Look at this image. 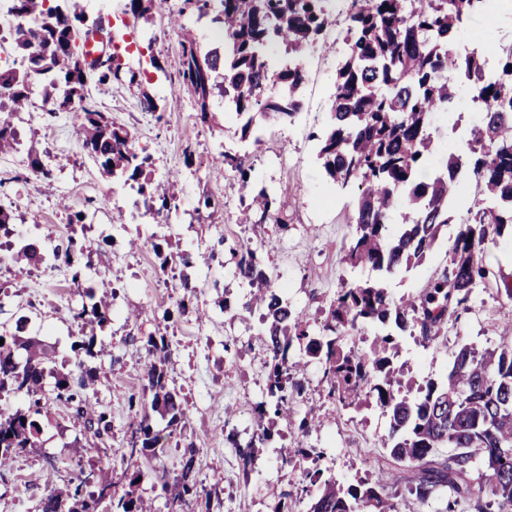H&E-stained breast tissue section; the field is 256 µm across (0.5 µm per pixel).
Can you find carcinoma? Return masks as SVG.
Segmentation results:
<instances>
[{
    "label": "carcinoma",
    "mask_w": 512,
    "mask_h": 512,
    "mask_svg": "<svg viewBox=\"0 0 512 512\" xmlns=\"http://www.w3.org/2000/svg\"><path fill=\"white\" fill-rule=\"evenodd\" d=\"M13 17L9 37L19 66L0 68V112L33 107L29 78L46 77L59 110L79 107L75 127L82 149L101 176L136 185L146 211L160 221L176 205L177 179L157 184L153 160L142 154L131 132L96 109L87 94L88 81L105 85L121 77L141 84L139 73L110 55L109 64L94 73L87 69L76 44L89 27L84 12L70 0H8ZM215 21L224 25V45L203 50L194 32L179 26L182 82L192 92L204 123L217 121L210 110L219 97L242 120L241 136L255 135L262 126L293 117L302 106L306 72L303 62L320 35L335 25L331 0H219ZM497 0H351L345 17L344 61L336 73L330 120L321 136L318 159L326 176L360 193L355 203V232L347 259L354 267L378 273L342 288L331 304L325 333H310L307 322L292 307L260 265L248 244L235 250L237 269L255 291L242 305L261 311L262 343L266 351L267 390L274 415H288L291 400L302 394L300 366L289 358L296 343L305 356L325 366L328 395L342 407L373 397L390 416L382 447L410 468L405 489L426 504L448 491L446 512L466 505L474 512H512V346L479 353L464 345L442 383L429 380L417 388L414 400L399 395L390 376L388 351L397 348L396 334L376 337L374 357L346 349L349 337L363 323H394L397 330L417 328L426 339L437 337L448 319L468 309L475 288L490 271L478 258L479 250L495 237L512 231V46L500 55L498 76L491 79L476 52L465 56L451 45L468 21L492 12ZM168 0H126V12L149 19ZM285 47L288 59L272 67L268 51ZM281 85L277 96L264 94L269 81ZM480 113L470 129L466 150H454L433 125L439 112ZM22 141L10 121H0V153L16 151ZM221 162L248 183L251 166L246 158L220 154ZM434 165L432 175L421 172ZM477 182L478 193L467 209L468 218L448 251L443 270L415 296L393 298L382 276L422 261L439 238L441 227L454 221L452 208L461 192V177ZM287 224L277 200L264 188L254 193L242 210L240 223ZM45 260L36 243L21 240L12 254L16 264ZM89 303L74 318L100 328L112 314L107 295L86 291ZM28 320L16 321L15 332L0 334V394H21L29 406L0 413V468L21 453L38 447L42 431L39 416L46 379H54L56 398L74 405L75 418L96 434L111 429L108 415L83 402L80 389L91 375L87 362L99 355L97 336H83L71 344L74 370L61 373L53 366L46 345L25 338ZM151 361L144 378L152 392L151 406L175 429L185 413L178 392L167 387L164 366L170 357L164 337L146 340ZM265 403L255 410L253 441L239 448L244 462L251 459L254 440L268 439ZM455 453L439 462L437 449ZM164 430L142 420L132 434L123 458V494H112V512H152L136 494L139 481L149 476L146 463L164 454ZM196 449H185L180 471L164 481L166 498L190 507L207 494L194 471ZM485 471L474 472L475 457ZM105 484L90 489L89 478L79 477L63 491L52 490L41 500V512H95ZM394 512L382 489L361 485L347 490L327 479L311 499L307 512Z\"/></svg>",
    "instance_id": "1"
}]
</instances>
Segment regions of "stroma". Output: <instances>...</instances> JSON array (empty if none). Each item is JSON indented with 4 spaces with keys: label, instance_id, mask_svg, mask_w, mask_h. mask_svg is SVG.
<instances>
[{
    "label": "stroma",
    "instance_id": "35a3bbf8",
    "mask_svg": "<svg viewBox=\"0 0 512 512\" xmlns=\"http://www.w3.org/2000/svg\"><path fill=\"white\" fill-rule=\"evenodd\" d=\"M78 9L101 19L104 28L129 37L132 48L124 61L141 74L140 84L115 80L106 87L89 84L98 108L125 125L139 147L154 160V177L178 175L182 193L166 223H153L141 198L129 187L102 177L75 135L74 112L47 111L44 77L32 79L34 107L11 116L27 147H33L52 176L32 174L25 150L0 154V207L12 215L9 235L0 236V333H12L19 316L30 317L27 336L46 339L55 350L56 368H73L71 343L96 334L105 352L92 362L95 377L84 397L105 411L112 427L95 435L76 421L72 405L55 400L45 390L43 432L37 449L17 456L0 468V512H41L48 489H64L80 466H91L94 480L110 477L128 448L133 428L142 416L130 398H142V377L149 362L147 336H166L171 356L165 366L167 382L179 393L186 412L181 431L169 438L160 461L177 468L187 448H195L194 469L208 495L194 512H274L278 502L292 496L294 512H307L318 486L312 475L335 479L345 488L384 482L395 512H445V500L419 503L398 478L403 463L394 461L380 438L389 418L375 400L340 409L327 396L324 366L309 362L304 392L287 416L272 417L269 439L253 450L252 465H244L238 444L254 433L253 412L268 401L265 352L256 312L242 310L250 287L235 269L232 247L250 243L262 266L283 281L299 318L320 327L329 305L343 284L371 278L368 269L351 266L346 245L354 233L357 187L340 189L327 178L317 159L319 133L327 124L336 70L344 56L341 29L330 30L307 56L304 106L292 119L268 124L260 142L242 140L235 112L222 101L212 103L219 127L201 121L192 94L179 74L181 47L166 13L150 20L125 14V0H79ZM485 37L484 51L497 57L500 46L512 43V18L478 16L468 22L463 41ZM150 92L159 109L145 111L142 92ZM247 154L253 168L249 188L218 159L219 153ZM274 194L285 225L242 224L238 216L250 194L259 189ZM216 205L198 209L201 195ZM85 217L71 223V213ZM442 232L435 248L417 265L383 278L397 298L417 294L446 265L459 221ZM49 225L56 244L75 240L80 252L57 260L53 270L43 265L17 266L8 256L14 240L41 238ZM183 249L213 253L210 264L160 270L159 253ZM483 262L495 278L475 289L467 311L449 321L433 340L420 333H402L390 352L391 369L402 390H416L428 380H445L461 345L482 351L512 343V297L502 278L512 277V237L485 245ZM112 276L116 295L109 324L96 330L83 326L73 314L87 298V288ZM194 288L195 309L177 314L185 290ZM230 300L231 310L220 303ZM172 319H164L165 311ZM317 420L308 434L298 425L309 407ZM301 445L304 460L283 463L280 449Z\"/></svg>",
    "mask_w": 512,
    "mask_h": 512
}]
</instances>
